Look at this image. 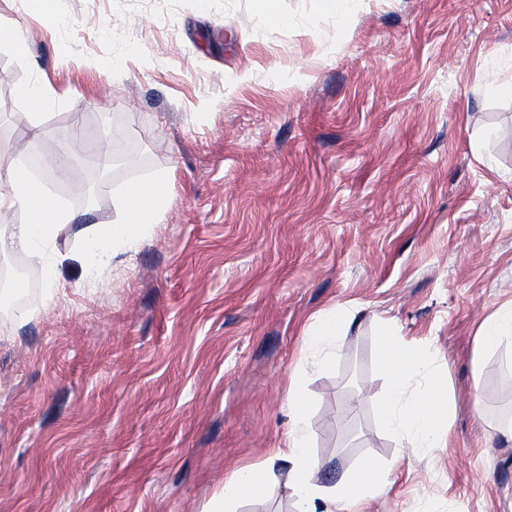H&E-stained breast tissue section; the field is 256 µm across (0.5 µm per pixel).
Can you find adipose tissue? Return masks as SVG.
Returning a JSON list of instances; mask_svg holds the SVG:
<instances>
[{"instance_id":"obj_1","label":"adipose tissue","mask_w":512,"mask_h":512,"mask_svg":"<svg viewBox=\"0 0 512 512\" xmlns=\"http://www.w3.org/2000/svg\"><path fill=\"white\" fill-rule=\"evenodd\" d=\"M168 195V181L163 177L129 185L114 199L118 217L113 223L79 228L76 215L68 212L22 163H14L0 173V209L21 207L26 218L19 224L0 226V252H26L41 265L51 284L57 262L47 257L46 246L75 237L81 239L86 251L87 273H94L97 263L107 258L114 245L131 248L138 244L145 229L165 208ZM354 318V313L336 307L313 318L304 342L319 368L333 365L336 345ZM378 336L379 367L387 380V390L378 404L382 426L400 447L419 456L447 447L456 404L448 396L446 378L433 368V353L425 345L404 341L388 320L380 321ZM287 402L293 425L283 445L266 465L235 471L204 512H236L241 501L260 497L267 490L269 476L278 466L287 473L293 512H336L340 506L349 510L384 487L385 470L368 460L337 481L320 478L307 423L310 400L300 376H291Z\"/></svg>"}]
</instances>
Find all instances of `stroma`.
I'll list each match as a JSON object with an SVG mask.
<instances>
[{
	"instance_id": "obj_1",
	"label": "stroma",
	"mask_w": 512,
	"mask_h": 512,
	"mask_svg": "<svg viewBox=\"0 0 512 512\" xmlns=\"http://www.w3.org/2000/svg\"><path fill=\"white\" fill-rule=\"evenodd\" d=\"M52 0V27L0 0V167L33 123L45 156L75 132L90 187L46 188L87 224L168 175L135 247L93 277L58 240L57 281L20 251L27 304L0 314V512H203L292 426L306 371L321 475L371 460L359 512H512V342L474 354L512 302V0ZM60 98L35 114L22 85ZM133 147L101 166L108 141ZM356 312L332 368L304 331ZM434 351L458 405L450 445L398 447L376 409L380 320ZM0 44L9 45L15 58L22 64L31 62L30 51L25 38L16 31L0 28Z\"/></svg>"
}]
</instances>
